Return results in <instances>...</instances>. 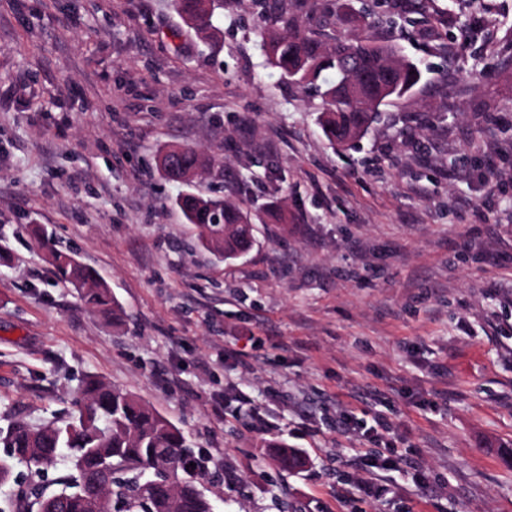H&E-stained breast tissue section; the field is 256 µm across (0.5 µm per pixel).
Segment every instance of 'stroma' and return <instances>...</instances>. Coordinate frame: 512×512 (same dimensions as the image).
<instances>
[{"instance_id": "stroma-1", "label": "stroma", "mask_w": 512, "mask_h": 512, "mask_svg": "<svg viewBox=\"0 0 512 512\" xmlns=\"http://www.w3.org/2000/svg\"><path fill=\"white\" fill-rule=\"evenodd\" d=\"M345 2L399 24L342 34L422 72L352 149L269 65L253 0L215 43L170 0H0V427L74 412L92 376L208 453L217 512H512V0ZM173 146L213 161L195 192L251 213L245 258L197 244ZM35 224L120 320L58 281ZM272 448H277L275 458L282 469L295 471L306 465L305 456L297 449L289 448L288 443L281 441L273 444Z\"/></svg>"}]
</instances>
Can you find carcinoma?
Returning a JSON list of instances; mask_svg holds the SVG:
<instances>
[{
	"instance_id": "obj_1",
	"label": "carcinoma",
	"mask_w": 512,
	"mask_h": 512,
	"mask_svg": "<svg viewBox=\"0 0 512 512\" xmlns=\"http://www.w3.org/2000/svg\"><path fill=\"white\" fill-rule=\"evenodd\" d=\"M174 8L202 39L212 37V18L224 0H174ZM265 16L262 38L272 67L302 90L319 94L325 104L320 126L333 145L362 138L380 107L407 97L421 80L418 65L401 56L390 40L336 36L322 40L298 20L279 10L278 0H261ZM326 26L362 22L338 6L322 16ZM209 159L193 148H180L172 181L202 175ZM176 204L199 243L230 264L253 244L251 214L226 200L186 192ZM59 280L76 288L86 308L106 318L119 304L110 288L72 253L55 248L39 234ZM76 412L33 427L22 419L0 429L13 467L25 469L26 490L4 498L0 512H214L203 490L208 459L195 453L184 434L134 395L89 377ZM278 465L295 471L305 456L288 443L274 444ZM68 463L67 474L49 471ZM195 467H190V464Z\"/></svg>"
}]
</instances>
